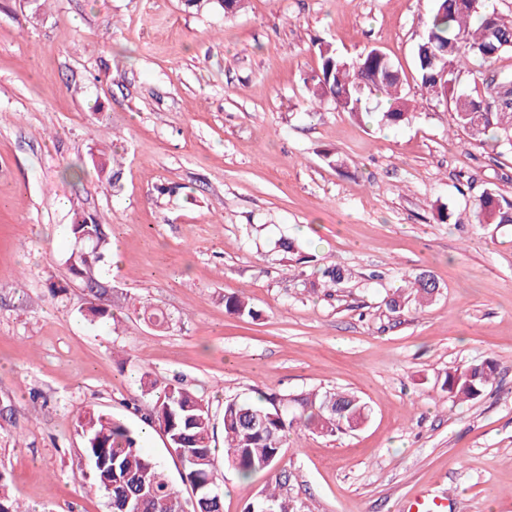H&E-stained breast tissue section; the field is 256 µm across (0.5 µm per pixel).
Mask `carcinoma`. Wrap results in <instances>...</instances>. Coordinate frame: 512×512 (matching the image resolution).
<instances>
[{"mask_svg": "<svg viewBox=\"0 0 512 512\" xmlns=\"http://www.w3.org/2000/svg\"><path fill=\"white\" fill-rule=\"evenodd\" d=\"M317 50L320 66L306 79L311 103L331 101L361 118L371 114L375 99L384 123L400 125L410 120L413 105L402 71L386 54L372 48L348 59L327 41L318 43ZM431 50L448 66L443 77L439 76L443 64L429 65ZM508 51H512V19L480 4L471 10L459 7L456 0H433L423 21V37L415 47V64L421 87L437 100L449 102L457 128L481 144L490 142L512 151V72L487 77L482 71ZM477 73L485 85L484 97H506L505 105L482 111L484 97L454 92L461 76ZM475 213L480 224H512V200L490 189L476 200ZM69 234L75 244L67 258L69 272L91 297L85 317L109 322L116 333L122 318L105 302L110 288L98 276L99 264L110 250L104 227L93 215L82 213L69 225ZM344 280L341 269L328 267L319 285L336 289ZM408 282L421 305L439 294V283L427 271L409 276ZM224 310L240 319L259 318V311L238 294L224 296ZM495 374L488 362L462 365L446 374L442 387L450 398L470 401L493 384ZM141 391L148 402L144 421L167 431L172 449L184 464L181 481L192 487L196 505L185 509L166 469L141 446L138 433L110 413L89 410L80 417L79 427L93 484L107 499L109 512H222L210 402L177 380L161 381L146 372L141 376ZM368 417L366 402L359 395L335 389L230 398L224 401L222 413L224 465L243 477L271 470L283 455L289 430L334 437L356 430ZM289 481L288 474H277L245 512H307L304 502L289 495ZM0 512H29L12 497L1 476Z\"/></svg>", "mask_w": 512, "mask_h": 512, "instance_id": "1", "label": "carcinoma"}]
</instances>
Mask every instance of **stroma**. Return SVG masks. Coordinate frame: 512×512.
Segmentation results:
<instances>
[{
    "instance_id": "35a3bbf8",
    "label": "stroma",
    "mask_w": 512,
    "mask_h": 512,
    "mask_svg": "<svg viewBox=\"0 0 512 512\" xmlns=\"http://www.w3.org/2000/svg\"><path fill=\"white\" fill-rule=\"evenodd\" d=\"M432 0H246L232 16L183 0H0V474L37 512H108L80 469L85 411L142 428L139 379L182 380L214 415L236 396L336 388L371 409L334 437L293 430L277 469L309 512H512V224L476 223L485 189L512 199V153L478 144L416 79ZM378 48L419 106L406 124L308 106L316 40ZM118 152L121 179L99 172ZM446 220H439L438 210ZM103 224L114 309L158 329L90 325L70 279L75 212ZM294 239L315 262L274 249ZM348 280L304 288L316 268ZM429 271L432 304L394 312ZM64 288L51 296L50 284ZM243 294L260 320L225 313ZM494 361L476 400L449 369ZM219 468L223 512L271 480ZM408 278L412 293L408 296L398 294L387 301V305L394 312L405 308L411 294L414 295V298L418 301L419 305H425L432 302L436 295L439 294V289L441 287L430 272L422 271L414 276L409 275Z\"/></svg>"
}]
</instances>
